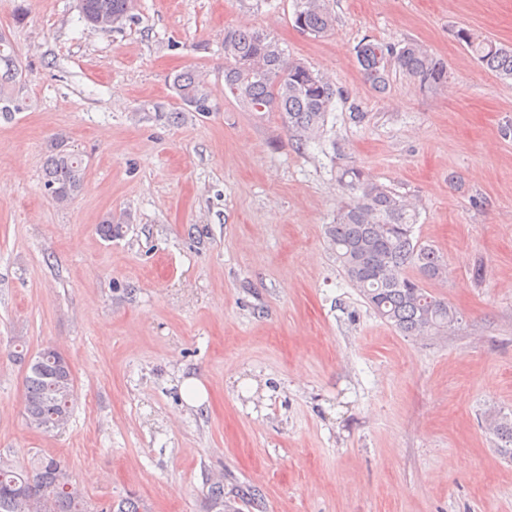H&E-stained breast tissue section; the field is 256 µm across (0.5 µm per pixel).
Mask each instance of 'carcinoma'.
<instances>
[{
    "label": "carcinoma",
    "mask_w": 512,
    "mask_h": 512,
    "mask_svg": "<svg viewBox=\"0 0 512 512\" xmlns=\"http://www.w3.org/2000/svg\"><path fill=\"white\" fill-rule=\"evenodd\" d=\"M135 0H78L86 24L110 32L131 18ZM293 21L306 34L324 35L335 26L329 0H293ZM478 61L503 80H512V47L462 30ZM356 58L372 89L386 88L390 65L419 83L436 89L448 82L445 63L415 42L395 49L372 42L357 47ZM0 112L11 111L5 85L14 81L13 60L0 54ZM224 84L247 112H275L300 150L319 139L327 123L336 89L304 62L288 57L269 35L251 28L224 33ZM171 88L192 112H208L209 92L195 70L174 75ZM82 159L64 140L51 144L43 186L57 202L73 199L83 188ZM336 180L347 197L326 227V238L348 281L374 313L404 336H446L457 312L432 295L424 283L439 280L446 265L431 247L414 236L418 210L404 195L370 181L341 147L336 153ZM23 360L25 354L18 352ZM27 360V359H25ZM74 379L60 351L46 347L27 360L25 415L44 431L62 429L71 417ZM500 451L512 457V418L490 419ZM0 512H93L72 485L66 465L52 456H38L23 468L0 460Z\"/></svg>",
    "instance_id": "1"
}]
</instances>
